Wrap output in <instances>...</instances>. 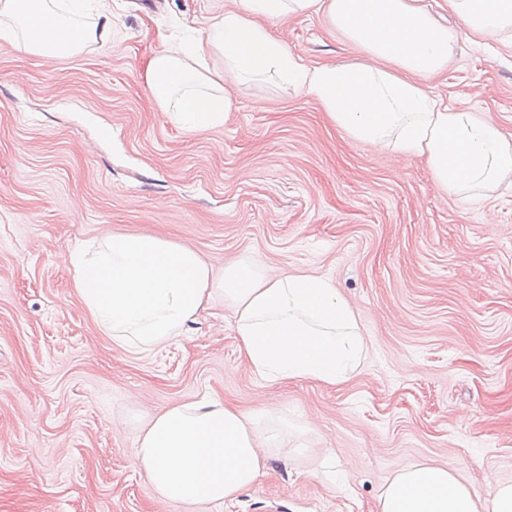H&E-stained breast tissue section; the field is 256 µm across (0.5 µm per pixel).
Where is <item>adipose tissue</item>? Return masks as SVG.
Returning a JSON list of instances; mask_svg holds the SVG:
<instances>
[{
	"mask_svg": "<svg viewBox=\"0 0 512 512\" xmlns=\"http://www.w3.org/2000/svg\"><path fill=\"white\" fill-rule=\"evenodd\" d=\"M478 35L512 37V0H448ZM86 0H0V38L45 59L107 43L109 25L87 21ZM323 13L363 52L352 64H303L262 19ZM456 35L424 0H238L191 44L165 45L146 64L151 99L189 132L224 123L225 77L276 75L302 88L352 139L404 159H425L453 193L492 191L512 177V141L490 115L432 95L422 78L444 71ZM224 59L212 71L207 54ZM75 291L97 330L127 350L150 351L185 335L201 310H233L239 349L264 380L336 387L361 368L367 344L348 302L326 279L271 276L243 260L215 274L190 247L145 234H106L67 254ZM288 447V422L258 418L205 394L171 406L137 437L133 455L164 502L221 503L263 475L270 454ZM376 512H512V483L475 499L451 465L401 468L380 492Z\"/></svg>",
	"mask_w": 512,
	"mask_h": 512,
	"instance_id": "1",
	"label": "adipose tissue"
}]
</instances>
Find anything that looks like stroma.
<instances>
[{"instance_id": "1", "label": "stroma", "mask_w": 512, "mask_h": 512, "mask_svg": "<svg viewBox=\"0 0 512 512\" xmlns=\"http://www.w3.org/2000/svg\"><path fill=\"white\" fill-rule=\"evenodd\" d=\"M235 5L104 0L106 46L56 60L0 39V512H376L394 473L424 463H452L483 502L512 482V184L452 194L423 160L351 139L276 82L225 77L224 125L180 129L146 63ZM431 9L457 41L428 90L512 133V41L472 35L446 0ZM265 26L308 66L362 56L320 13ZM105 233L168 239L218 271L245 259L327 279L358 315L361 371L268 383L219 303L174 342L124 351L64 261ZM205 393L285 416L288 458L224 503L159 501L136 436Z\"/></svg>"}]
</instances>
